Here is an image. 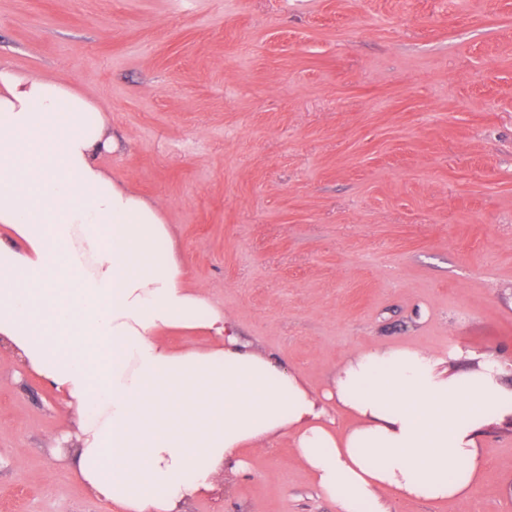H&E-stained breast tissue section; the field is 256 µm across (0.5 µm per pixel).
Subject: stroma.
Returning <instances> with one entry per match:
<instances>
[{
  "mask_svg": "<svg viewBox=\"0 0 512 512\" xmlns=\"http://www.w3.org/2000/svg\"><path fill=\"white\" fill-rule=\"evenodd\" d=\"M0 63L77 85L193 285L323 394L349 354L512 367V0H0ZM70 412L0 350V512H113L54 455ZM461 505L512 512V426ZM190 512H336L290 439Z\"/></svg>",
  "mask_w": 512,
  "mask_h": 512,
  "instance_id": "1",
  "label": "stroma"
}]
</instances>
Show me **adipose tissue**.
<instances>
[{
  "mask_svg": "<svg viewBox=\"0 0 512 512\" xmlns=\"http://www.w3.org/2000/svg\"><path fill=\"white\" fill-rule=\"evenodd\" d=\"M120 147L81 90L0 65V345L72 409V474L116 512H188L245 448L288 434L336 512L467 501L486 428L512 423L501 364L369 349L316 397L191 285L160 206L101 165Z\"/></svg>",
  "mask_w": 512,
  "mask_h": 512,
  "instance_id": "obj_1",
  "label": "adipose tissue"
}]
</instances>
